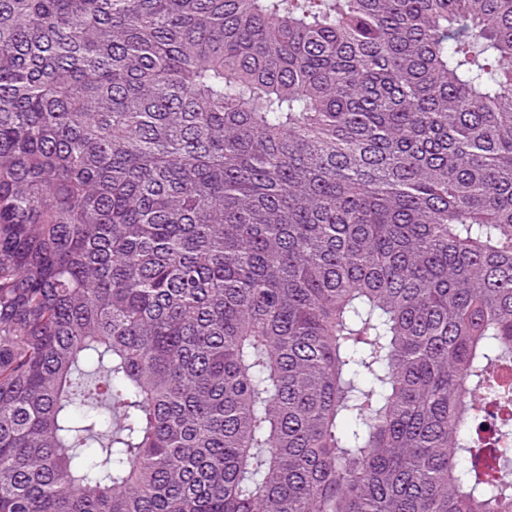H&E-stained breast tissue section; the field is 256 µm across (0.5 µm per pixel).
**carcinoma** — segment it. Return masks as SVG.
Here are the masks:
<instances>
[{
	"label": "carcinoma",
	"instance_id": "carcinoma-1",
	"mask_svg": "<svg viewBox=\"0 0 512 512\" xmlns=\"http://www.w3.org/2000/svg\"><path fill=\"white\" fill-rule=\"evenodd\" d=\"M512 0H0V512H512Z\"/></svg>",
	"mask_w": 512,
	"mask_h": 512
}]
</instances>
